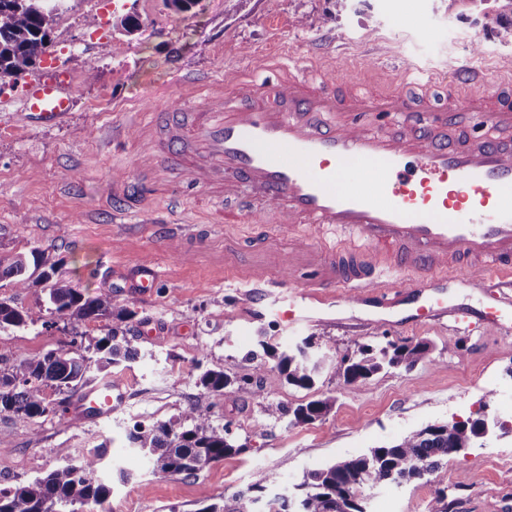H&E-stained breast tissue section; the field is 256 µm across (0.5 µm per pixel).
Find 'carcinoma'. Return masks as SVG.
<instances>
[{
	"label": "carcinoma",
	"instance_id": "carcinoma-1",
	"mask_svg": "<svg viewBox=\"0 0 512 512\" xmlns=\"http://www.w3.org/2000/svg\"><path fill=\"white\" fill-rule=\"evenodd\" d=\"M503 13L496 19L497 36L512 42V0H503ZM55 21L45 12L44 0H0V82L14 77L24 78L35 72L39 47L44 45ZM54 251L34 249L31 256L19 254L8 263L0 260V281L11 280L16 292L22 293L34 285L42 286L49 306L46 309H25L15 305V299L0 298V329L24 328L38 322L52 326L49 313L71 324L89 320H126L132 311L110 292L86 294L70 282L56 279L58 264ZM263 353L276 361V367L288 384L310 389L318 362L314 361L312 339L303 341L295 351L280 350L265 342ZM96 359L77 351L59 348L44 354L23 356L18 353L0 362L11 360L8 372L0 371V411H8L21 419L42 417L50 402L47 391L76 389L86 382L91 363L106 367L117 358H129L132 350L126 337L115 328L106 335L89 340ZM430 344L424 340L382 347L361 345L342 357L337 372L346 383L370 379L386 367H412L425 359ZM261 363L255 372L231 379L224 371L209 369L199 378L200 385L211 393H222L231 383L243 398H259ZM333 406L331 398H320L286 406L268 396L263 411L278 420L289 418L292 425L312 423ZM191 425L183 427L173 422L152 427L136 426L129 435L133 448L147 459L156 474L194 475L230 455L239 454L245 446L236 443L225 427L213 425L210 409L196 405L186 415ZM483 418L453 424L429 425L409 433L399 441L371 448L356 457L334 462L311 473L293 495L266 499V490L275 476L259 472L248 493L236 494L220 504H211L200 512H367L360 491L386 483L402 484L420 480L432 474L441 460L458 453L476 440L485 430ZM101 456L84 457L77 464H64L25 485L0 489V512H63L75 505L104 508L112 487L99 475Z\"/></svg>",
	"mask_w": 512,
	"mask_h": 512
}]
</instances>
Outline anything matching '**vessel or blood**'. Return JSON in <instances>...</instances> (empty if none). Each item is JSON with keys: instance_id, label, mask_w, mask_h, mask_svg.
<instances>
[{"instance_id": "obj_1", "label": "vessel or blood", "mask_w": 512, "mask_h": 512, "mask_svg": "<svg viewBox=\"0 0 512 512\" xmlns=\"http://www.w3.org/2000/svg\"><path fill=\"white\" fill-rule=\"evenodd\" d=\"M478 78L464 67L445 105L382 95L313 68L304 77L280 73L258 80L224 75L218 107L183 124L171 114L158 123L166 136L151 142L154 188L181 197L168 167L218 199L249 197L273 208L280 224L316 231L340 227L355 236L329 250L300 283L312 301L328 289L374 306H404L416 323L448 314V277L465 274L475 288L512 280V144L454 126L455 113L512 126V79L496 93L473 91ZM68 78L58 73L27 82L25 118L60 123L73 108ZM282 261L233 278L258 288L280 284ZM402 273L398 286L382 270ZM115 385L85 392L80 415L112 411Z\"/></svg>"}]
</instances>
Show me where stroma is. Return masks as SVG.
Wrapping results in <instances>:
<instances>
[{"label":"stroma","instance_id":"35a3bbf8","mask_svg":"<svg viewBox=\"0 0 512 512\" xmlns=\"http://www.w3.org/2000/svg\"><path fill=\"white\" fill-rule=\"evenodd\" d=\"M484 9L482 0H347L341 10L336 0H198L177 13L164 0H62L36 74L69 77L72 111L58 125H35L20 112L21 88L0 91V259L51 247L61 260L59 278L92 294L112 290L133 313L122 324L133 356L89 372L91 384L121 387L124 398L108 416L76 414L80 396L70 392L51 393L53 412L29 422L0 412V488L97 452L112 486L108 512H198L247 491L256 472L275 474L269 494L281 496L335 461L483 412L492 424L486 439L424 479L361 495L367 512H429L440 490L448 512H512V307L493 326L449 316L416 324L389 311L376 322L363 304L335 291L314 304L307 321L292 324L288 300L301 293L296 276L283 277L254 305L247 285L225 272L287 254L295 245L288 229L255 239V215L220 223L218 203L199 189L188 192L177 214L161 194L120 216L111 204L117 180L133 186L136 173L152 175L145 163L151 146L127 130L128 113L149 118L159 86L169 87L168 102L181 111L208 104L203 96L184 97L175 73L217 78L267 53L302 73L360 56L383 72L375 85L380 92L443 95L471 64L480 71L476 91L489 94L512 69V42L486 27ZM132 12L142 27L128 35L118 24ZM96 26L104 37H91ZM145 264L157 273L147 292L138 286ZM112 326L99 319L74 332L39 324L0 329V351H78L74 333L91 339ZM308 337L323 354L314 387L289 385L271 360L261 386L289 406L332 398L331 411L314 423L267 418L259 401L241 402L230 387L214 395L198 382L208 369L232 377L251 372L247 355L260 342L292 349ZM421 339L432 351L414 367L387 368L353 384L336 372L337 362L360 345ZM195 405L209 407L214 424L230 427L244 452L193 476L153 474L132 448L130 431L182 422ZM62 448L68 457L59 456Z\"/></svg>","mask_w":512,"mask_h":512}]
</instances>
